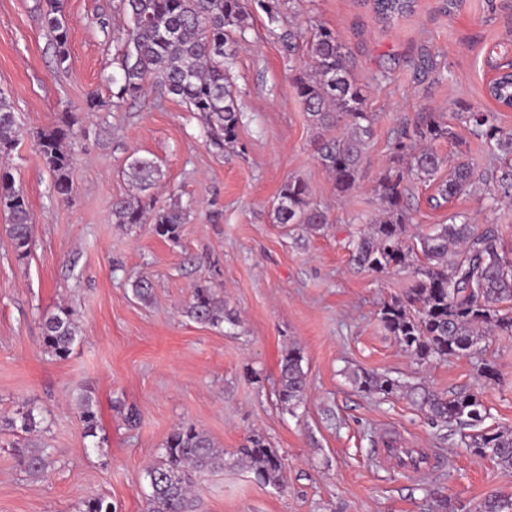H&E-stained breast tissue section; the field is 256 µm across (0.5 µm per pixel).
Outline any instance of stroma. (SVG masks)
I'll return each instance as SVG.
<instances>
[{"label": "stroma", "instance_id": "obj_1", "mask_svg": "<svg viewBox=\"0 0 512 512\" xmlns=\"http://www.w3.org/2000/svg\"><path fill=\"white\" fill-rule=\"evenodd\" d=\"M44 8V0H0V91L20 125L0 168L12 172L33 217L30 255L21 260L0 213V419L34 410L53 464L46 476H30L13 451L20 433L0 428V512H83L99 496L117 512H145L146 469L184 424L228 453L263 434L284 465L278 487L237 467L201 476L196 512H442L437 490L455 512H471L488 494H512V470L465 448L458 431L432 426L404 397L361 392L349 378L359 369L464 389L489 409L488 426L512 428V335L486 342L483 358L498 369L492 380L478 373L483 358L417 362L378 315L384 301L406 297L411 272L358 269L344 247L349 232L378 214L375 185L389 143L420 113L452 119L454 139L434 145L446 160L463 151L478 169L495 167L488 146L452 115L463 104L492 107L489 66L512 60V0H416L412 13L391 23L370 0H292L275 22L251 6L249 26L233 37L230 77L241 120L231 148L211 138L200 113L157 90L111 106L110 79L120 73L114 31L126 21L120 0H62L65 71L53 61ZM310 18L345 45L374 115L360 178L342 200L317 158L319 144L338 130L314 128L292 89L310 63ZM289 29L293 53L280 40ZM92 92L102 108L89 109ZM67 114L76 120V158L64 198L35 142ZM134 155L160 167L155 207L184 210L177 240L148 224L115 223L112 203L131 191ZM297 178L326 212L319 233L273 221L282 186ZM410 187L412 232L464 212L497 226L512 254V203L489 205L483 191L435 208L436 182ZM137 277L151 282L150 303L133 296ZM199 284L224 297L237 325L187 317ZM61 305L79 329L64 359L45 352L41 330L44 315ZM291 344L303 352L309 384L293 410L276 397L281 354ZM86 392L97 404L93 437L75 410ZM388 432L399 447L429 449L440 465L416 478L379 468L375 450Z\"/></svg>", "mask_w": 512, "mask_h": 512}]
</instances>
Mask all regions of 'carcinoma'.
Instances as JSON below:
<instances>
[{
	"label": "carcinoma",
	"mask_w": 512,
	"mask_h": 512,
	"mask_svg": "<svg viewBox=\"0 0 512 512\" xmlns=\"http://www.w3.org/2000/svg\"><path fill=\"white\" fill-rule=\"evenodd\" d=\"M415 0H372V9L384 22L412 12ZM131 26L119 37L123 43L122 76L112 97L121 104L135 100L152 86L202 114L210 134L231 147L237 141L240 112L229 78L231 33L246 28L250 17L248 0H122ZM60 0H46L44 21L52 37L56 68L69 66V29L60 18ZM312 69L295 77L293 90L311 123L321 129L343 126L334 139L318 148L320 163L332 174L336 194L344 198L358 181L366 139L373 114L366 111L365 87L353 77L343 44L336 32L317 27L307 45ZM473 138L488 145L501 164L482 173L475 163L462 158L448 165V176L438 185L436 205L460 196H470L481 186L494 185L493 202L512 199V132L500 126L498 111L468 105L456 113ZM74 119L37 132V147L54 175L58 194L70 193V169L75 147ZM20 131L16 112L0 93V150L12 147ZM453 137L441 112H425L413 130L396 134L391 157L377 180L376 193L382 215L348 240L352 260L362 269L387 273L412 269L414 280L406 298L393 297L380 309V320L401 348L419 362L466 354L494 333L512 335V259L499 251L497 232L479 228L462 213L448 217L428 233L409 234L413 217L408 207L410 179L430 180L444 165L432 143ZM133 184L141 191L152 186L157 163L133 157L129 163ZM0 210L8 216L5 232L18 258L30 253L33 224L25 195L15 188L13 176L0 170ZM117 224H150L155 234L175 240L184 221L179 208L154 209L131 195L112 203ZM276 224H303L314 233L328 223L327 215L311 200L300 180L282 187L273 210ZM192 320L218 326L235 324L224 298L210 286L198 285L186 306ZM78 326L72 311L59 308L43 318L42 338L47 352L66 358L77 341ZM352 383L366 394L386 397L402 393L422 410L432 424L477 427L487 418V409L477 395L438 392L422 383L401 384L384 374H349ZM307 373L301 350L284 349L279 369L278 399L289 409L304 403ZM84 435L96 433V401L86 393L75 403ZM41 421L29 409L7 420L14 431L29 435L18 449L21 465L32 476L44 475L51 466L47 448L38 443ZM462 443L474 453L490 456L504 469H512V429L485 428L464 435ZM242 467L266 484L280 485L282 459L267 440L255 434L231 459L217 449L209 436L191 424L175 430L164 453L146 471L151 492L146 512H195L193 488L208 472L226 466ZM473 512H512V495L490 494Z\"/></svg>",
	"instance_id": "1"
}]
</instances>
